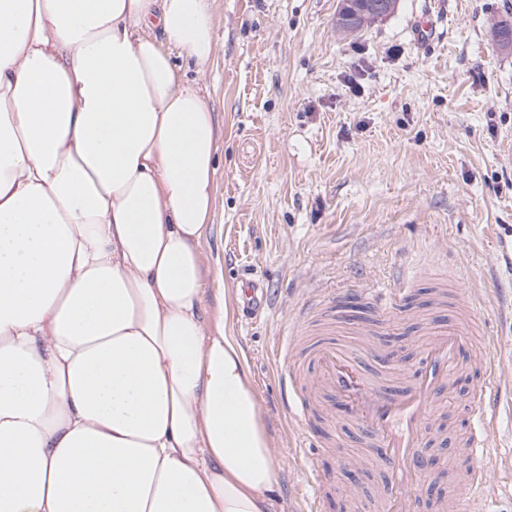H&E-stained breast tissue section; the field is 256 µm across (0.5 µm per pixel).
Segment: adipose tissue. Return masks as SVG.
<instances>
[{"label":"adipose tissue","instance_id":"obj_1","mask_svg":"<svg viewBox=\"0 0 512 512\" xmlns=\"http://www.w3.org/2000/svg\"><path fill=\"white\" fill-rule=\"evenodd\" d=\"M215 0H0V512H266L279 466L203 312Z\"/></svg>","mask_w":512,"mask_h":512}]
</instances>
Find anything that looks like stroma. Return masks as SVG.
Masks as SVG:
<instances>
[{
  "instance_id": "stroma-1",
  "label": "stroma",
  "mask_w": 512,
  "mask_h": 512,
  "mask_svg": "<svg viewBox=\"0 0 512 512\" xmlns=\"http://www.w3.org/2000/svg\"><path fill=\"white\" fill-rule=\"evenodd\" d=\"M339 0H216L218 51L198 81L219 130L216 199L201 248L221 271L226 328L245 355L279 465L268 512H308L303 426L285 409L284 336L387 344L416 353L442 295L473 310L478 344L500 361L512 402V0H399L394 14L353 35L336 31ZM431 29L417 39L420 18ZM267 304L246 317L244 273ZM405 287L394 317L367 312L352 290ZM315 453L332 512H358L381 488L359 471L363 440L342 421ZM490 512H512V409H501L483 457Z\"/></svg>"
}]
</instances>
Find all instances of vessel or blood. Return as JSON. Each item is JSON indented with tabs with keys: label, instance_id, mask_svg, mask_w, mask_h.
I'll return each instance as SVG.
<instances>
[{
	"label": "vessel or blood",
	"instance_id": "1",
	"mask_svg": "<svg viewBox=\"0 0 512 512\" xmlns=\"http://www.w3.org/2000/svg\"><path fill=\"white\" fill-rule=\"evenodd\" d=\"M242 288L244 311L261 310L264 293L259 281L243 280ZM425 333L427 340L413 360L385 370L380 377L369 369L372 352L353 349L343 341L318 345L302 366L293 361V339H286L281 347L289 362L290 417L307 420L312 402L322 404V413L328 416L336 403L364 436V462L380 472L382 494L375 503L363 505L362 512H425L427 508L416 490L432 476L430 462L420 453L427 444L428 421L455 392L457 383L468 377L466 361L483 333V323L472 313L462 322L452 319L439 326L426 325ZM479 363L484 379L471 393L474 411L465 438L470 481L457 491L459 497L471 500L485 490L479 460L495 414L489 387L497 371L496 359L485 353Z\"/></svg>",
	"mask_w": 512,
	"mask_h": 512
}]
</instances>
